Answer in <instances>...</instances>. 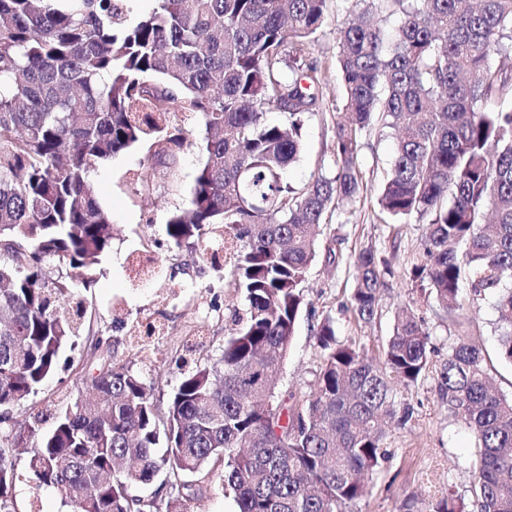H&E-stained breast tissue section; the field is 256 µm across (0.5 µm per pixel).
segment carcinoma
Instances as JSON below:
<instances>
[{
  "mask_svg": "<svg viewBox=\"0 0 512 512\" xmlns=\"http://www.w3.org/2000/svg\"><path fill=\"white\" fill-rule=\"evenodd\" d=\"M128 2L0 0V512H16L20 446L75 512H183L214 461L236 512H351L386 458V426L412 418L395 393L429 370V333L402 310L374 361L325 317L313 390L283 395L302 282L329 210L364 189L359 155L379 121L396 136L379 212L427 225L412 283L450 318L464 285L472 303L494 301L499 357L512 365V66L492 61L512 57V0H356L360 15L337 28L336 173L299 188L283 177L323 103L306 53L327 0H157L134 24ZM270 110L285 122L267 121ZM179 112L202 115L205 159L165 243L204 262V243H229V267L212 270L244 297L235 332L165 402L95 355L85 383L98 401L51 404L49 431L41 415L16 419L65 345L91 334L74 282H94L113 228L90 170L148 144L140 191L168 179L187 141ZM353 266L350 307L369 323L390 269L371 250ZM440 395L472 432L477 464L468 496L450 492L430 512H512V397L491 389L463 337ZM138 486L155 487L151 498Z\"/></svg>",
  "mask_w": 512,
  "mask_h": 512,
  "instance_id": "obj_1",
  "label": "carcinoma"
}]
</instances>
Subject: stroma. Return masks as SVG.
Wrapping results in <instances>:
<instances>
[{
  "instance_id": "35a3bbf8",
  "label": "stroma",
  "mask_w": 512,
  "mask_h": 512,
  "mask_svg": "<svg viewBox=\"0 0 512 512\" xmlns=\"http://www.w3.org/2000/svg\"><path fill=\"white\" fill-rule=\"evenodd\" d=\"M357 10L356 0H329L328 25L309 48L308 59L316 64L317 75L325 82L324 103L302 129L300 158L286 174L292 185L336 171L331 148L336 103L341 95L335 61L336 29ZM177 122L188 130V140L176 158L173 176L158 182L150 193H139L134 183L135 177L152 163L149 146L129 149L94 168L91 177L117 233L95 282L82 291L90 304L93 334L63 350L55 374L44 382L36 397L16 408L17 417L36 415L48 401L72 392L91 396L90 387L81 377L93 336L109 338L114 345V362L140 372L154 397L164 400L181 379L180 369L171 363L174 351L196 322L203 320L208 326V342L198 354L200 360L217 358L225 336L230 335L235 315L245 306L244 298L228 281L205 269L198 252L185 247L166 253L164 271L181 286L178 297L166 306L156 304L154 286L131 285L125 271V259L134 248L165 240L170 213L185 207L191 196L205 154L204 131L197 116L182 114ZM394 147V132L379 124L364 142L360 167L367 188L357 202L334 212L318 241L322 247L336 244L343 261L333 266L320 256L309 266L302 288L303 308L279 381L282 390L309 391L320 359L315 328L323 317L334 320L339 340L362 345L373 359L387 342L399 308L411 306L423 318L430 333V369L416 385L398 389L397 401L410 407L413 416L408 423H396L388 429L384 441L388 458L369 479L368 492L354 512H427L442 493L452 490L466 495L474 464V437L459 419L449 415L439 396L440 373L458 337H466L481 349L495 388L512 395V365L498 356L492 303L472 308L469 292H462L465 305L451 320L440 312L432 295L416 288L409 279V271L421 261L427 227L419 223L387 224L380 218L377 194ZM366 248L374 249L393 270L379 293L377 316L368 324L349 307L354 286L351 263ZM147 316L166 321L169 333L155 342L151 360L144 362L128 354L121 341L125 322ZM16 456L17 512H34L37 500L42 503L41 512H72L60 492L37 487L28 470L26 450L17 449Z\"/></svg>"
}]
</instances>
